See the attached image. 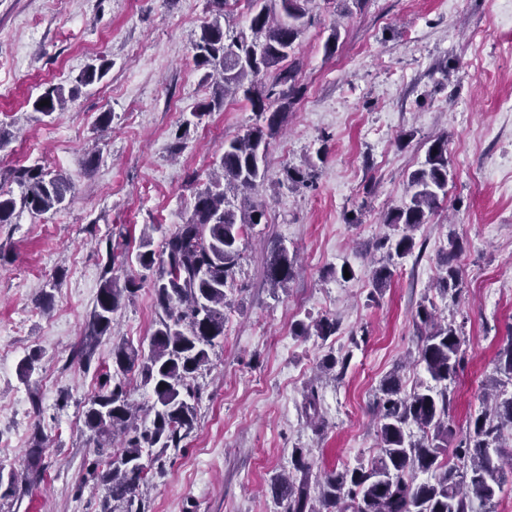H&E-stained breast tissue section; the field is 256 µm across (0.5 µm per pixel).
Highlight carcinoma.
I'll use <instances>...</instances> for the list:
<instances>
[{"label": "carcinoma", "instance_id": "1", "mask_svg": "<svg viewBox=\"0 0 512 512\" xmlns=\"http://www.w3.org/2000/svg\"><path fill=\"white\" fill-rule=\"evenodd\" d=\"M209 3L212 19L193 41V61L205 69L203 81L212 84L214 96L212 101L198 104L194 115L212 111L230 90L243 93L254 112H266L275 102L279 106L267 128L254 127L244 136L224 142L218 159L220 175L196 193L190 215L165 238L160 252L148 249L150 240L142 237L136 260L145 269L158 267L155 295L163 316L156 323L148 350L124 341L112 346L113 374L105 377L84 413V425L95 436L122 435L119 453L112 456L102 451L92 463L98 483L112 497V512H141L140 493L148 481L144 454L153 448H180L193 428L194 407L187 402L193 396L191 381L208 362L207 347L224 336L226 290L233 287L240 241L248 228L265 219L264 207L247 198L241 209L231 207L227 191L246 194L265 180L263 158L268 138L277 133L296 92V71L292 69L278 73L269 86L258 77L288 57L305 24L308 0H249L250 38L227 36L221 23L227 0ZM111 66L112 62L102 57L88 64L70 87H45L33 103L34 110L47 116L65 111L67 102L75 100L83 88L101 81ZM44 100L49 104L39 106ZM11 179L20 193L0 192V224L13 223L18 211L42 215L57 209L72 191L68 177L41 167L15 169ZM408 186L409 203L384 220L388 227H402V232L391 239L389 262L373 272L376 290L391 283L397 260L414 247L412 231L438 208L439 195H447L445 137L434 140L424 164L409 175ZM459 254L456 241H450L444 258L448 271L437 282L442 295L460 291L454 265ZM106 257L97 303L80 351L87 359L98 338L111 333L112 315L122 301L138 288L135 278L128 276L121 283L114 276L129 260L126 240H110ZM265 275L269 287H286L293 276V260L286 249L276 245L270 250ZM418 317L428 329L419 337L417 363L425 366L435 385L403 396L399 371L390 372L381 383L383 398L376 405L378 455L367 468L325 472L317 482L315 496L308 484L311 466L307 451L293 449L301 478L278 475L271 483L272 495L283 512H470L473 499L490 502L512 479V452L504 451L505 430L512 428V395L499 393L485 401L474 418L465 449L458 455L460 464L446 459L451 406L448 383L455 380L460 366L461 337L453 324L438 322L424 304ZM337 326L336 320L324 317L310 327L301 326V332L313 329L326 339L336 333ZM498 360L500 370L512 378V335L498 351ZM133 369L143 384L151 386L155 397L148 408L153 414L148 426L136 425V408L122 379ZM411 425L420 429L421 437L408 434ZM43 443L44 436L38 431L34 446L26 452L30 486L43 477ZM420 473L428 478L417 481Z\"/></svg>", "mask_w": 512, "mask_h": 512}]
</instances>
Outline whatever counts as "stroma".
I'll list each match as a JSON object with an SVG mask.
<instances>
[{
    "instance_id": "obj_1",
    "label": "stroma",
    "mask_w": 512,
    "mask_h": 512,
    "mask_svg": "<svg viewBox=\"0 0 512 512\" xmlns=\"http://www.w3.org/2000/svg\"><path fill=\"white\" fill-rule=\"evenodd\" d=\"M306 8L289 56L303 92L268 143L267 178L254 193L266 220L248 231L224 335L192 382L194 428L162 457L141 495L144 512H283L270 485L291 470L296 448L310 449L316 475L369 465L379 452L382 378L402 366L406 394L430 381L416 362L419 305L461 329L449 448L468 436L484 385L501 377L497 352L512 335V0H308ZM209 18L208 0H0V127L11 134L0 149V190L17 191L3 175L21 166L74 184L60 209L0 224V477L19 486L0 498V512L112 508L90 472L100 440L84 426L85 404L112 369L113 344L148 347L160 310L156 269L130 262L137 292L91 359L78 357L106 241L124 232L135 250L147 235L160 251L225 142L266 122L241 96L195 117L212 94L192 52ZM101 55L111 70L66 112L34 110L43 87L68 84ZM103 112L112 115L106 128ZM441 135L448 194L414 230L390 285L375 291L372 271L386 263L391 233L384 219L408 202V176ZM289 168L310 176L289 185ZM452 240L462 248L455 299L436 289ZM275 244L295 259L284 292L265 279ZM344 265L347 280L335 274ZM323 317L336 318L335 335L301 333ZM31 353L38 359L25 380L20 363ZM330 356L345 361L344 372L312 384ZM312 386L315 421L303 411ZM38 431L47 470L27 488L23 460Z\"/></svg>"
}]
</instances>
